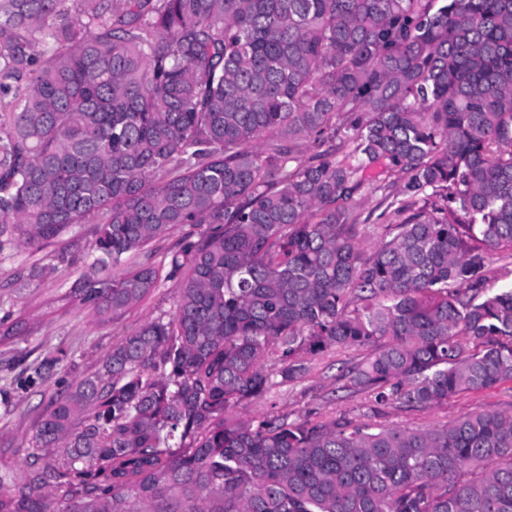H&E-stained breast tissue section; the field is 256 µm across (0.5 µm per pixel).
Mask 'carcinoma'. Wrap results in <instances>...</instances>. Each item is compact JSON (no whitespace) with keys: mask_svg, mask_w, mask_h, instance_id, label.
Segmentation results:
<instances>
[{"mask_svg":"<svg viewBox=\"0 0 512 512\" xmlns=\"http://www.w3.org/2000/svg\"><path fill=\"white\" fill-rule=\"evenodd\" d=\"M90 222L101 321L192 227L175 308L52 399L0 512H512L511 412L226 417L331 348L401 410L512 381V0H0V251ZM189 230V227L178 226L168 232L163 238L152 243L142 252L134 255L127 261L128 266H138L141 264H152L162 267L167 262V253L170 248Z\"/></svg>","mask_w":512,"mask_h":512,"instance_id":"1","label":"carcinoma"}]
</instances>
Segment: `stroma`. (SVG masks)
<instances>
[{
    "label": "stroma",
    "instance_id": "obj_1",
    "mask_svg": "<svg viewBox=\"0 0 512 512\" xmlns=\"http://www.w3.org/2000/svg\"><path fill=\"white\" fill-rule=\"evenodd\" d=\"M94 224L75 225L61 241L42 248L19 247L0 252V321L25 319L28 332L0 343V470L23 478L31 438L52 394L95 373L115 344L145 323L172 313L178 295L173 281H160L139 304L110 323H99L89 308L71 300L72 285L94 261ZM39 270L27 288L14 281ZM366 349H331L306 360L298 380L273 386L259 399L239 403L231 412L243 421L285 415L321 420L346 417L357 422L427 429L483 411L512 412V382L469 392L447 404L411 411L374 409L365 392L336 389L342 366L361 361ZM46 358L56 361L54 374L38 377L34 369Z\"/></svg>",
    "mask_w": 512,
    "mask_h": 512
}]
</instances>
